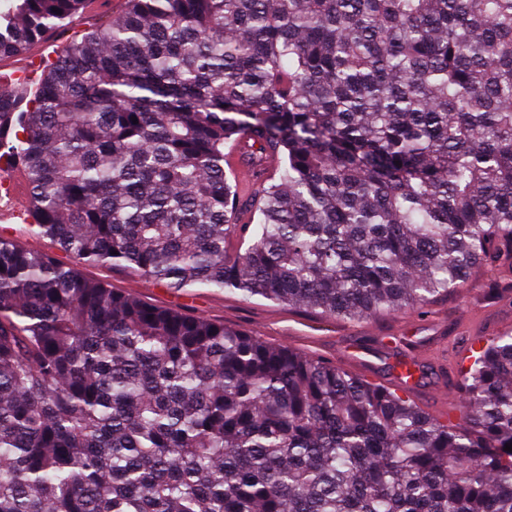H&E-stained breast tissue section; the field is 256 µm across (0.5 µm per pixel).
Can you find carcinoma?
<instances>
[{
	"label": "carcinoma",
	"instance_id": "carcinoma-1",
	"mask_svg": "<svg viewBox=\"0 0 512 512\" xmlns=\"http://www.w3.org/2000/svg\"><path fill=\"white\" fill-rule=\"evenodd\" d=\"M82 2L10 0L0 59ZM0 155L70 260L0 235V512H512V332L440 420L79 271L359 322L512 267V0H127L0 90ZM227 165L233 171L236 177V183L239 193L251 195L258 189L260 184V178L251 169H248L243 165ZM227 165L224 164V167L226 169Z\"/></svg>",
	"mask_w": 512,
	"mask_h": 512
}]
</instances>
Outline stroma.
<instances>
[{
	"label": "stroma",
	"instance_id": "obj_1",
	"mask_svg": "<svg viewBox=\"0 0 512 512\" xmlns=\"http://www.w3.org/2000/svg\"><path fill=\"white\" fill-rule=\"evenodd\" d=\"M82 274L162 308L187 311L242 330L260 329L263 340L273 346L284 343L289 325L302 322L305 333L289 344L291 350L337 363L354 376L391 389L396 386L394 367L398 362L419 361L421 354L435 350L443 341H456V324L463 308L484 314L491 335L512 321V302L489 295L485 274L472 279L464 296L436 298L427 316L388 315L358 323L262 298L247 299L235 291L202 288L191 294L175 292L120 266L89 265L83 267Z\"/></svg>",
	"mask_w": 512,
	"mask_h": 512
}]
</instances>
